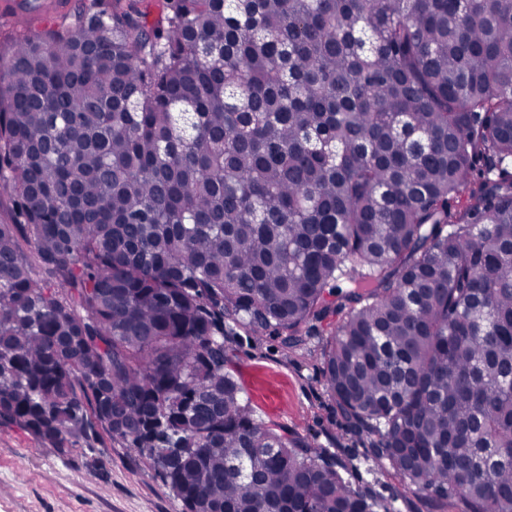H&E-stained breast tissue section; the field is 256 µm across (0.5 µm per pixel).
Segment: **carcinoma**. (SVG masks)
<instances>
[{
	"mask_svg": "<svg viewBox=\"0 0 512 512\" xmlns=\"http://www.w3.org/2000/svg\"><path fill=\"white\" fill-rule=\"evenodd\" d=\"M0 426L183 512H390L263 422L242 329L433 505L512 512V0H81L0 48Z\"/></svg>",
	"mask_w": 512,
	"mask_h": 512,
	"instance_id": "1",
	"label": "carcinoma"
}]
</instances>
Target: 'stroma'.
I'll use <instances>...</instances> for the list:
<instances>
[{
    "label": "stroma",
    "mask_w": 512,
    "mask_h": 512,
    "mask_svg": "<svg viewBox=\"0 0 512 512\" xmlns=\"http://www.w3.org/2000/svg\"><path fill=\"white\" fill-rule=\"evenodd\" d=\"M79 0H0V40L40 31L45 18L71 11ZM327 340L315 324L305 344L285 348L279 336L241 332L226 352L251 405L267 423L307 436L317 447L337 449L346 461H361L365 439L351 434L328 396L316 355ZM359 481L372 485L398 512H460L449 501L435 510L408 492L399 478L363 465ZM0 512H181L161 480L121 444L101 456L89 450L60 458L37 439L0 427Z\"/></svg>",
    "instance_id": "1"
}]
</instances>
